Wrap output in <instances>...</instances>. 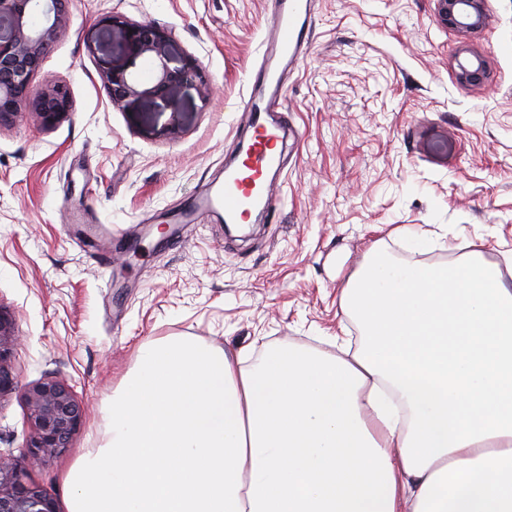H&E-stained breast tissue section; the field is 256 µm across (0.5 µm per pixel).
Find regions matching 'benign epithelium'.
Masks as SVG:
<instances>
[{
  "instance_id": "1",
  "label": "benign epithelium",
  "mask_w": 512,
  "mask_h": 512,
  "mask_svg": "<svg viewBox=\"0 0 512 512\" xmlns=\"http://www.w3.org/2000/svg\"><path fill=\"white\" fill-rule=\"evenodd\" d=\"M438 17L465 37L481 31L487 23L484 0H436ZM71 0H0V128L12 125L24 112L34 114L40 125L51 128L72 110L67 85L56 82L36 96L32 83L41 72L46 56L67 29ZM112 27L125 29L128 42L139 55L150 56L151 80L127 68L105 62L100 77L112 105L134 108L145 97L163 98L180 84L197 76L195 67L185 63L169 66L161 52L168 35L151 25L130 22L113 15ZM479 55L459 65L458 80L476 84L484 74ZM15 320L0 306V398L18 388L10 366ZM32 433L18 459L0 455V512H58L54 499L30 478L28 461H39L70 446L85 419V409L72 388L62 380L46 379L25 388Z\"/></svg>"
}]
</instances>
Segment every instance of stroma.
I'll return each instance as SVG.
<instances>
[{"label": "stroma", "instance_id": "obj_1", "mask_svg": "<svg viewBox=\"0 0 512 512\" xmlns=\"http://www.w3.org/2000/svg\"><path fill=\"white\" fill-rule=\"evenodd\" d=\"M436 0H317L308 48L288 74L293 128L280 204L248 237L224 213L181 230L176 217L224 181L249 132L242 102L263 59L271 0H72L43 64L73 107L45 129L32 115L0 129V306L16 319L20 388L0 398V454L32 431L22 389L70 384L86 421L70 448L31 463L64 502L63 473L97 436L105 402L139 346L187 336L243 350L336 355L354 349L341 311L348 278L378 247L404 265L451 264L468 243L485 262L512 250V0H486L485 28L462 39ZM118 14L165 31L171 67L201 81L131 110L112 107L100 59L149 77ZM485 62L460 84L461 49Z\"/></svg>", "mask_w": 512, "mask_h": 512}]
</instances>
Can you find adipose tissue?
<instances>
[{
    "label": "adipose tissue",
    "instance_id": "ef3b65f1",
    "mask_svg": "<svg viewBox=\"0 0 512 512\" xmlns=\"http://www.w3.org/2000/svg\"><path fill=\"white\" fill-rule=\"evenodd\" d=\"M351 357L278 347L251 369L186 336L144 344L68 512H512V289L479 251L342 290Z\"/></svg>",
    "mask_w": 512,
    "mask_h": 512
}]
</instances>
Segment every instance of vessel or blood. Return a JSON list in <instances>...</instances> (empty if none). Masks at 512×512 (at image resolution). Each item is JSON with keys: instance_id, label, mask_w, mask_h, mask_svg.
I'll use <instances>...</instances> for the list:
<instances>
[{"instance_id": "b4317fda", "label": "vessel or blood", "mask_w": 512, "mask_h": 512, "mask_svg": "<svg viewBox=\"0 0 512 512\" xmlns=\"http://www.w3.org/2000/svg\"><path fill=\"white\" fill-rule=\"evenodd\" d=\"M313 9L314 0H275L264 20L263 43L266 57L278 59L280 66L259 72L257 90L249 94L243 106L249 114L253 137L240 149L241 163L225 167L222 187L203 194L193 209L181 214L183 223H194L204 213L219 208L225 221L234 224L254 213L271 212L275 206V181L282 162L276 145L287 129L280 101L286 74L304 58Z\"/></svg>"}]
</instances>
